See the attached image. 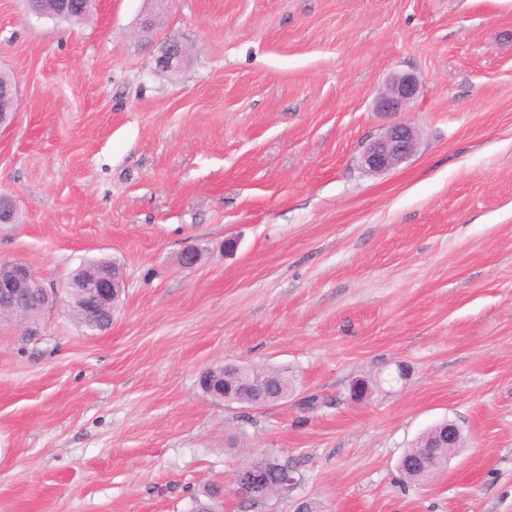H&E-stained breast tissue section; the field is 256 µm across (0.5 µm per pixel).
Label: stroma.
Wrapping results in <instances>:
<instances>
[{"mask_svg": "<svg viewBox=\"0 0 512 512\" xmlns=\"http://www.w3.org/2000/svg\"><path fill=\"white\" fill-rule=\"evenodd\" d=\"M1 72L0 262L60 289L107 259L126 292L102 332L62 303L0 323V512H191L211 483L218 512H512V0H0ZM398 122L413 155L363 171ZM225 362L295 389L212 400ZM445 419L463 448L405 482ZM271 454L295 480L251 508L237 475ZM418 92V83L411 75L391 79L380 95L377 107L380 112H402ZM0 101L5 104V108H0V128L12 124L17 114L18 89L16 85L0 86ZM226 364V367L223 364L224 369L219 368V365L208 368L201 376L203 390L216 400L245 407L251 406L258 399L274 404L288 398L293 390V378L284 369ZM223 384L224 387L232 388V392L225 393L224 397L221 393ZM266 402L252 408L262 409L270 405ZM445 422L446 421H443L437 425L435 424L426 430L417 438L411 448H407L405 451L399 462V468L408 481H423L435 473V471L432 469V463L436 464V459L434 460L433 458V452L430 449L425 451L426 456L430 461H432L431 463L424 459L420 447H422L426 441H430L431 437L435 435L441 428H443ZM420 459L421 461H419Z\"/></svg>", "mask_w": 512, "mask_h": 512, "instance_id": "35a3bbf8", "label": "stroma"}]
</instances>
